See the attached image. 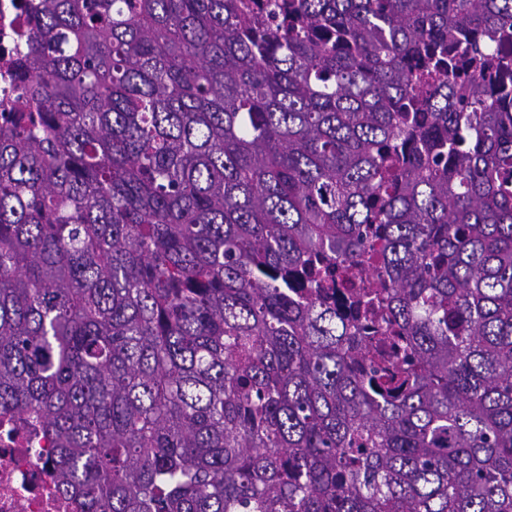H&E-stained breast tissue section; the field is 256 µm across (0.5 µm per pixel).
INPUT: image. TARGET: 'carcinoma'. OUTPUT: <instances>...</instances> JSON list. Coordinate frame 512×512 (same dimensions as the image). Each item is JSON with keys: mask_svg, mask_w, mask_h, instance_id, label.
<instances>
[{"mask_svg": "<svg viewBox=\"0 0 512 512\" xmlns=\"http://www.w3.org/2000/svg\"><path fill=\"white\" fill-rule=\"evenodd\" d=\"M0 427L82 512H512V0H28Z\"/></svg>", "mask_w": 512, "mask_h": 512, "instance_id": "carcinoma-1", "label": "carcinoma"}]
</instances>
